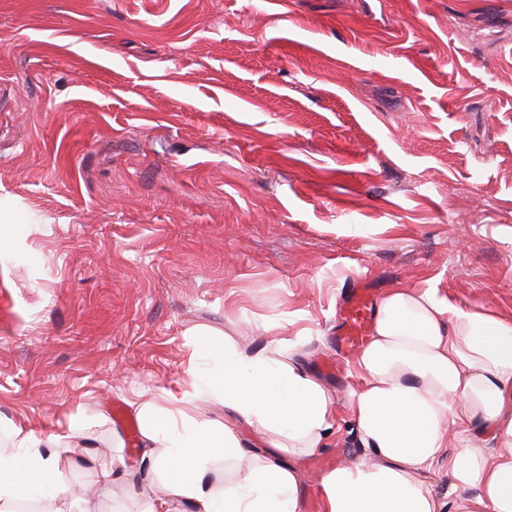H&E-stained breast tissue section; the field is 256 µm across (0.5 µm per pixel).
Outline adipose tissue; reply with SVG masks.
Listing matches in <instances>:
<instances>
[{
    "label": "adipose tissue",
    "instance_id": "1",
    "mask_svg": "<svg viewBox=\"0 0 512 512\" xmlns=\"http://www.w3.org/2000/svg\"><path fill=\"white\" fill-rule=\"evenodd\" d=\"M209 369L190 366L174 404H139V451L167 493L142 495L140 512H299V474L243 448L228 425L190 414L205 395L222 401L270 446L315 455L333 435L336 397L280 349L251 356L235 343L203 344ZM348 394L350 420L367 454L326 471L322 512H445L422 479L448 464L455 512H512V321L453 307L433 290L390 289L379 301ZM63 433L13 427L0 448V512L34 498L66 499L69 457L85 447ZM246 468L218 482L212 463Z\"/></svg>",
    "mask_w": 512,
    "mask_h": 512
}]
</instances>
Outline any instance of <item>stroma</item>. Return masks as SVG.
Here are the masks:
<instances>
[{
    "mask_svg": "<svg viewBox=\"0 0 512 512\" xmlns=\"http://www.w3.org/2000/svg\"><path fill=\"white\" fill-rule=\"evenodd\" d=\"M360 285L512 318V0H0V422L78 417L71 512H137L113 407L200 344L346 397ZM337 414L301 503L365 454Z\"/></svg>",
    "mask_w": 512,
    "mask_h": 512,
    "instance_id": "stroma-1",
    "label": "stroma"
}]
</instances>
